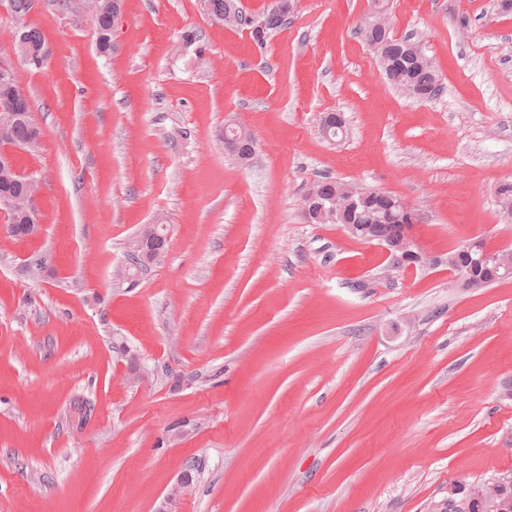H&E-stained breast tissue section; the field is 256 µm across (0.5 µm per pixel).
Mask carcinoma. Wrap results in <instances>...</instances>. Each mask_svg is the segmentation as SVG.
Segmentation results:
<instances>
[{"label":"carcinoma","mask_w":512,"mask_h":512,"mask_svg":"<svg viewBox=\"0 0 512 512\" xmlns=\"http://www.w3.org/2000/svg\"><path fill=\"white\" fill-rule=\"evenodd\" d=\"M209 15L230 27H249L238 13V0H208ZM389 12L369 14L357 28V34L370 46L377 47L379 66L386 81L403 94L416 98L431 100L440 91L439 75L431 61L424 55L419 43L412 37L393 40L394 34L388 20ZM97 30V46L105 52L110 49L115 15L112 9L105 8L94 14ZM286 15H272L268 18L265 30L261 33L251 32L252 39L264 44L269 34L281 27ZM28 105L23 90L18 83L10 87L0 85V113L13 104ZM34 135L32 120L23 119L12 130V141L19 145L28 142ZM366 206L363 210L381 216L377 223V233L385 235L395 224H403V212L391 208L390 199L377 191H366ZM94 404L89 399H77L73 407L65 413V420L72 426L82 427L91 418ZM453 512H512V484L495 488L493 496L482 501H469L463 496L456 498Z\"/></svg>","instance_id":"cac0c4a2"}]
</instances>
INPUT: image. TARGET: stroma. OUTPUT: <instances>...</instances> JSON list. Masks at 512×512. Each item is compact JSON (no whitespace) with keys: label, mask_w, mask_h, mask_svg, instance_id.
Here are the masks:
<instances>
[{"label":"stroma","mask_w":512,"mask_h":512,"mask_svg":"<svg viewBox=\"0 0 512 512\" xmlns=\"http://www.w3.org/2000/svg\"><path fill=\"white\" fill-rule=\"evenodd\" d=\"M370 0H297L257 45L201 0H123L109 51L91 11L0 0L11 64L44 136L37 234L0 223V512H437L448 488L512 471V279L463 289L446 265L390 268L305 223L327 176L403 198L432 256L512 247V11L392 0L442 85L389 86L354 34ZM43 42L41 67L14 48ZM195 34L185 43V34ZM342 113L329 143L318 116ZM247 129V163L224 151ZM168 254L115 281L127 242ZM46 259L38 280L29 258ZM145 382L126 383L129 354ZM93 399L80 428L64 413ZM158 224L147 225L139 234L132 238L135 245L133 255L138 256L145 263H156L164 259L165 253L150 248V243L157 236Z\"/></svg>","instance_id":"stroma-1"}]
</instances>
